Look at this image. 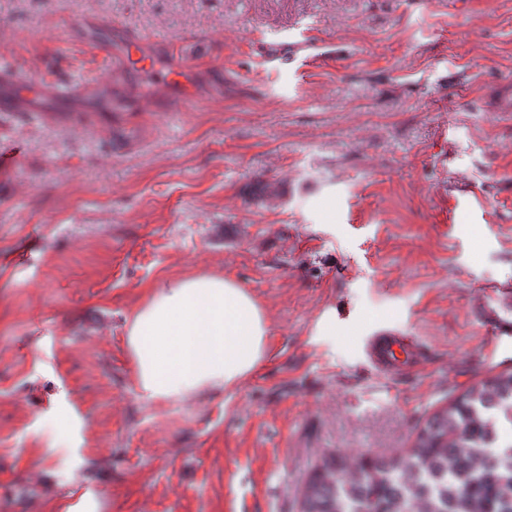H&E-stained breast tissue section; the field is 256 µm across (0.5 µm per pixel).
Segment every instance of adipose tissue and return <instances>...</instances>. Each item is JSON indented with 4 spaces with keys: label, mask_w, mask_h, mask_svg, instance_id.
Masks as SVG:
<instances>
[{
    "label": "adipose tissue",
    "mask_w": 512,
    "mask_h": 512,
    "mask_svg": "<svg viewBox=\"0 0 512 512\" xmlns=\"http://www.w3.org/2000/svg\"><path fill=\"white\" fill-rule=\"evenodd\" d=\"M269 320L254 295L213 273L146 288L124 327L134 390L148 404L234 395L266 362Z\"/></svg>",
    "instance_id": "1"
}]
</instances>
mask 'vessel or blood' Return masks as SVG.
<instances>
[{
	"mask_svg": "<svg viewBox=\"0 0 512 512\" xmlns=\"http://www.w3.org/2000/svg\"><path fill=\"white\" fill-rule=\"evenodd\" d=\"M69 32L91 45L104 60L112 58V25L107 21L92 19L70 24ZM313 38L309 32H301L292 41L277 45L271 61L288 65L298 60L300 51L310 47ZM123 65L154 72L158 83L172 91H181L187 82V70L182 64H174L163 72H155L151 58L143 52L140 41H128L121 57ZM83 99L90 112H108L112 103L106 93V85L99 79L76 80L70 83L19 76L7 61H0V112L31 115L52 114L66 125L78 124L72 112L74 99ZM512 304V290L503 288L480 301L479 309L491 326V334L483 351L487 360H495L504 343L512 341V324L500 321L497 303ZM427 352L416 337L402 336L381 330L369 336L366 357L372 369L391 379L408 376L425 360Z\"/></svg>",
	"mask_w": 512,
	"mask_h": 512,
	"instance_id": "obj_1",
	"label": "vessel or blood"
}]
</instances>
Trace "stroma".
Here are the masks:
<instances>
[{
	"label": "stroma",
	"instance_id": "stroma-1",
	"mask_svg": "<svg viewBox=\"0 0 512 512\" xmlns=\"http://www.w3.org/2000/svg\"><path fill=\"white\" fill-rule=\"evenodd\" d=\"M112 23L189 102L64 39ZM335 47L301 77L259 41ZM41 78L112 83L92 129L0 112V512H298L325 456H392L472 382L474 303L512 288V0H0V54ZM454 218H447V206ZM237 280L269 358L232 397L142 403L123 332L145 287ZM378 330L428 361L396 381ZM427 351L415 336H400L380 330L369 336L366 357L372 369L391 379L399 380L417 369L426 359Z\"/></svg>",
	"mask_w": 512,
	"mask_h": 512
}]
</instances>
